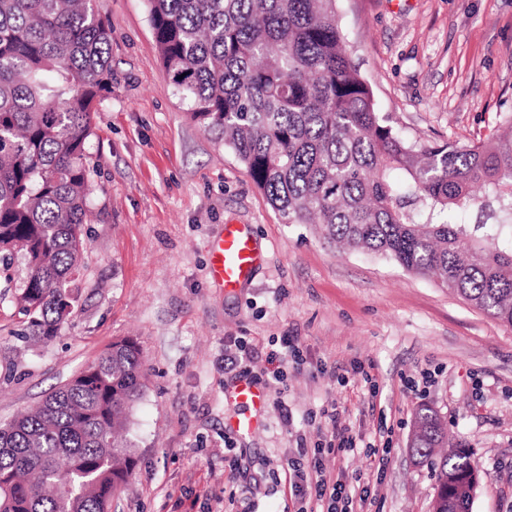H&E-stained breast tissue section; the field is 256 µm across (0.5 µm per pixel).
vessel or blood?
Instances as JSON below:
<instances>
[{"label": "vessel or blood", "instance_id": "1", "mask_svg": "<svg viewBox=\"0 0 512 512\" xmlns=\"http://www.w3.org/2000/svg\"><path fill=\"white\" fill-rule=\"evenodd\" d=\"M263 261V251L250 225H224L211 241L210 276L214 285L224 291H236L250 282ZM225 397L247 408L246 416L231 418L230 424L239 438L250 437L260 425L265 410L264 388L244 377L226 389Z\"/></svg>", "mask_w": 512, "mask_h": 512}]
</instances>
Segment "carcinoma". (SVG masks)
I'll use <instances>...</instances> for the list:
<instances>
[{
    "mask_svg": "<svg viewBox=\"0 0 512 512\" xmlns=\"http://www.w3.org/2000/svg\"><path fill=\"white\" fill-rule=\"evenodd\" d=\"M164 69L286 224L437 279L512 326V116L467 144L418 147L381 115L336 0H147ZM112 30L95 0H0V272L22 338L53 341L91 220L87 142L112 87ZM138 344H112L0 424V512H110L135 463L124 438L143 390ZM416 412L411 454L440 456L432 512H469L471 457Z\"/></svg>",
    "mask_w": 512,
    "mask_h": 512,
    "instance_id": "1",
    "label": "carcinoma"
}]
</instances>
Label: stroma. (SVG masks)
Returning a JSON list of instances; mask_svg holds the SVG:
<instances>
[{"label": "stroma", "mask_w": 512, "mask_h": 512, "mask_svg": "<svg viewBox=\"0 0 512 512\" xmlns=\"http://www.w3.org/2000/svg\"><path fill=\"white\" fill-rule=\"evenodd\" d=\"M112 26V88L88 150L92 221L71 325L47 346L26 342L0 279V423L36 406L113 342L134 338L145 386L129 418L132 476L112 512H298L268 471L330 426L353 441L329 463L366 492L364 512H431L438 471L407 451L418 405L443 417L450 442L482 472L471 512L512 505V326L392 260L340 251L312 226L287 224L223 141L194 121L162 63L147 0H96ZM342 30L380 111L421 146L465 144L512 115V0H337ZM252 225L265 259L227 293L209 277L219 226ZM298 337L303 361L269 387L263 426L224 468V397L238 379L224 349L239 337L262 354ZM284 399L293 423L274 407ZM387 449L385 459L369 447Z\"/></svg>", "instance_id": "stroma-1"}]
</instances>
